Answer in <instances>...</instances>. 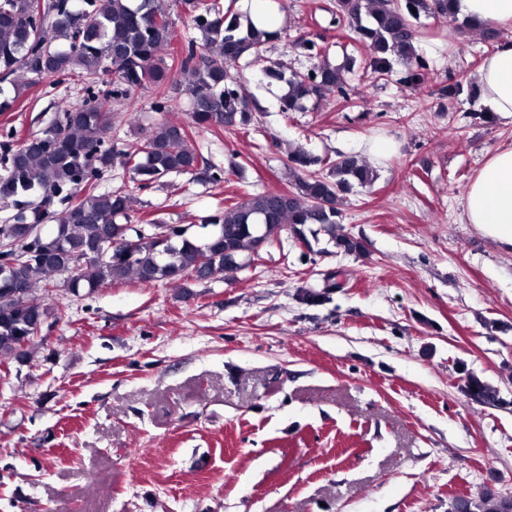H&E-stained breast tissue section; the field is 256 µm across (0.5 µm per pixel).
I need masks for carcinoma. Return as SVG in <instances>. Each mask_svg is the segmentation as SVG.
<instances>
[{"label": "carcinoma", "instance_id": "carcinoma-1", "mask_svg": "<svg viewBox=\"0 0 512 512\" xmlns=\"http://www.w3.org/2000/svg\"><path fill=\"white\" fill-rule=\"evenodd\" d=\"M449 0H336L334 23L349 28L365 51L364 68L375 81H387L394 66L404 68L400 82L422 84L430 71L418 52L417 22L425 13L451 17ZM86 8L70 0H0V74L21 79L30 87L43 78H75L87 89L112 75V94L127 95L145 84L154 85L151 108L169 112L166 82L188 78L192 124L164 120L130 150L107 143L112 113L106 99L95 98L83 107H64L54 123L39 135L24 138L0 155V197L20 207L13 224L0 225V238L12 243L17 255L0 265V361H22L30 355L37 327L49 317L59 322L64 311L50 303L56 278L70 275L67 288L94 291L106 283L126 279L142 284L165 282L180 286L188 280L206 281L217 274L245 267L244 254L288 231L308 242L307 235L323 233L335 247L357 253L362 245L336 234L343 195L356 186L374 184L376 170L361 156L318 157L301 148L288 155L293 190L248 193L224 208V213L190 235L180 226L149 220L158 231L144 233L129 226L131 198L115 191L95 193V182L114 160L129 167L143 186L170 174L220 180L211 160L190 146L192 128L228 132L244 129L259 111L241 77L231 68L241 61L264 59V46L276 31L255 27L251 18L220 0H184L203 43L191 38L172 48L175 31L165 0H85ZM309 58L318 63L306 73L287 77L275 66L263 75L283 82V113L303 112L306 102L320 101L328 92L350 100L345 74L356 59L339 67L326 61V49L310 37L300 40ZM440 99L473 103L476 90L452 81L437 90ZM54 223V233L27 237L28 225ZM42 283V298H32ZM472 400L497 401L496 388L472 375L466 385ZM473 512H512V498L504 500L484 490L473 499Z\"/></svg>", "mask_w": 512, "mask_h": 512}]
</instances>
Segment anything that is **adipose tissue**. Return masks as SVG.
<instances>
[{"mask_svg": "<svg viewBox=\"0 0 512 512\" xmlns=\"http://www.w3.org/2000/svg\"><path fill=\"white\" fill-rule=\"evenodd\" d=\"M453 10L474 24L505 30L478 69L477 88L483 110L512 124V0H455ZM462 218L512 250V146L501 148L478 170Z\"/></svg>", "mask_w": 512, "mask_h": 512, "instance_id": "ef3b65f1", "label": "adipose tissue"}]
</instances>
